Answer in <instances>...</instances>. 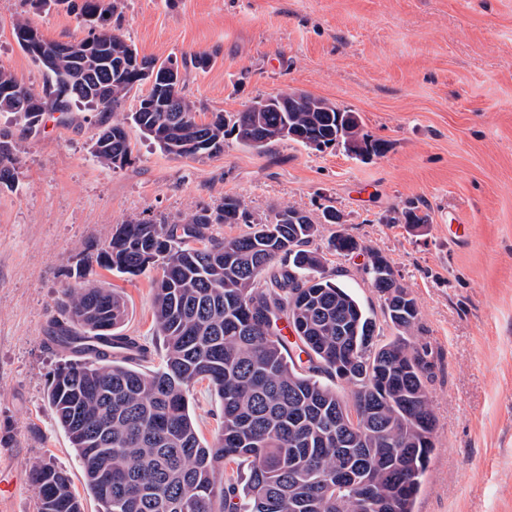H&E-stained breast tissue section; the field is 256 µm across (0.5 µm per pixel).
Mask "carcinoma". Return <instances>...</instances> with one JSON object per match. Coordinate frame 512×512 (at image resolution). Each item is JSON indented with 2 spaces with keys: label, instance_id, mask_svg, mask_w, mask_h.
<instances>
[{
  "label": "carcinoma",
  "instance_id": "cac0c4a2",
  "mask_svg": "<svg viewBox=\"0 0 512 512\" xmlns=\"http://www.w3.org/2000/svg\"><path fill=\"white\" fill-rule=\"evenodd\" d=\"M91 25L87 39L100 54L77 56L19 20V47L45 71L33 94L0 69V112L13 114L31 134L46 112L82 105L98 112L92 146L97 160L121 168L132 155L126 123L109 121L129 94L148 82L139 56L121 29L119 0H54ZM171 72L140 97L128 117L175 158L224 151L226 133L258 151L289 140L317 151L342 146L355 157L381 156L385 143L363 132L353 112L294 90L267 98L265 110L246 108L228 118L197 119ZM0 187L10 186L19 162L16 145L0 130ZM392 222L425 224L409 204ZM218 224H248L226 240ZM318 221L292 206L256 220L238 197L226 196L183 220L116 225L107 247L82 253L68 271L50 341L64 353L50 384L49 403L79 458L85 483L101 512H413L433 448L436 416L427 391L428 365L407 333L418 320L415 298L401 286L385 256L371 250L365 266L384 299L397 335L375 341L376 324L345 288L323 275L322 257L308 246ZM338 254L362 249L352 236L331 241ZM159 265L152 315L161 362L137 369L151 349L122 327L124 296L88 279L93 267L120 274ZM291 329L295 340L284 334ZM208 381L222 405L221 445L199 436L190 408L195 384ZM355 387L344 405L336 383ZM356 410L357 441L336 431V419ZM352 444L379 475L372 501L356 487L325 483L336 454ZM39 512H83L68 474L50 462L31 473ZM313 480L302 508L290 500L299 482Z\"/></svg>",
  "mask_w": 512,
  "mask_h": 512
}]
</instances>
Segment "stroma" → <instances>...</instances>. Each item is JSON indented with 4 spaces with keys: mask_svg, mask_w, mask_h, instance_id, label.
Here are the masks:
<instances>
[{
    "mask_svg": "<svg viewBox=\"0 0 512 512\" xmlns=\"http://www.w3.org/2000/svg\"><path fill=\"white\" fill-rule=\"evenodd\" d=\"M121 4L122 31L141 55L212 54L185 81L201 120L296 90L355 112L387 149L366 162L291 141L259 153L228 135L221 154L175 158L133 128L129 163L112 169L92 154L97 112L46 113L34 135L0 112L19 156L14 187L0 188V467L26 479L0 512H38L28 477L39 460L68 473L84 512L100 510L47 398L62 354L45 336L76 255L106 246L117 224L184 219L228 195L258 219L288 205L316 218L339 211L341 223L319 225L310 247L383 341L395 330L365 266L372 250L388 259L418 305L408 336L430 367L437 419L414 512H512V0ZM20 16L61 42L88 29L51 2L0 0V67L38 94L43 70L13 35ZM410 203L427 224L396 222ZM454 215L469 239L452 231ZM339 232L360 251L336 254ZM159 275L93 274L123 294L124 332L148 342ZM193 413L201 439L214 441L221 406L207 382L194 386Z\"/></svg>",
    "mask_w": 512,
    "mask_h": 512,
    "instance_id": "stroma-1",
    "label": "stroma"
}]
</instances>
